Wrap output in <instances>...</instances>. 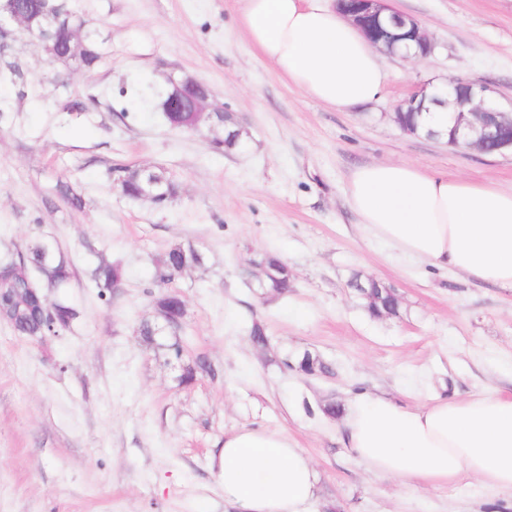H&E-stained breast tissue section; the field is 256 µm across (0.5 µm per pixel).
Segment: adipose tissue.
Instances as JSON below:
<instances>
[{"label":"adipose tissue","instance_id":"obj_1","mask_svg":"<svg viewBox=\"0 0 512 512\" xmlns=\"http://www.w3.org/2000/svg\"><path fill=\"white\" fill-rule=\"evenodd\" d=\"M249 41L298 89L339 109L376 99L385 74L352 23L322 0H243ZM367 232L403 254L512 288V190L401 162L356 167L347 185ZM344 442L369 471L434 483L472 476L512 492V395L488 391L407 408L350 398ZM224 498L238 512H305L317 474L288 436L244 429L224 439Z\"/></svg>","mask_w":512,"mask_h":512}]
</instances>
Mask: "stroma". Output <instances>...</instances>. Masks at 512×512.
Returning a JSON list of instances; mask_svg holds the SVG:
<instances>
[{
	"label": "stroma",
	"instance_id": "obj_1",
	"mask_svg": "<svg viewBox=\"0 0 512 512\" xmlns=\"http://www.w3.org/2000/svg\"><path fill=\"white\" fill-rule=\"evenodd\" d=\"M435 48L420 61L380 54L381 96L350 111L311 98L246 40L241 0H81L105 54L66 85L43 83L0 128V257L42 234L73 264L81 315L33 340L0 323V512H228L225 436L287 435L318 475L307 512H512V494L472 478L430 484L370 472L343 444L356 391L415 407L435 398L512 393V288L484 284L402 254L363 230L346 195L354 167L391 160L512 189V152L486 155L404 133L397 104L417 87L459 77L492 85L512 107V0H389ZM212 91L235 115L242 147L218 152L207 124L172 128L155 90L169 75ZM95 94L90 112L59 96ZM121 163L169 171L166 209L111 186ZM85 201L71 207L58 180ZM194 246L202 266L175 278L181 327L157 316L155 262ZM273 251L293 274L284 295L256 286L252 259ZM121 265L101 292L99 259ZM395 292L396 315L374 318L351 283ZM156 329L141 334L143 323ZM264 325L257 347L249 330ZM181 354H174L173 345ZM311 353L328 367L307 375ZM197 368L185 383L186 365Z\"/></svg>",
	"mask_w": 512,
	"mask_h": 512
}]
</instances>
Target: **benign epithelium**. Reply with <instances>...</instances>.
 I'll return each mask as SVG.
<instances>
[{
    "label": "benign epithelium",
    "instance_id": "7a95c632",
    "mask_svg": "<svg viewBox=\"0 0 512 512\" xmlns=\"http://www.w3.org/2000/svg\"><path fill=\"white\" fill-rule=\"evenodd\" d=\"M336 10L350 20L368 42L391 56L399 55L401 48L415 47L416 55L429 56L434 49L431 38L412 16L393 9L388 0H335ZM31 21L18 10L0 11V40L9 39L17 43L27 36ZM172 90L164 103L167 112H194L196 123L208 118L211 111L210 97L195 93V80L169 77ZM492 88L472 80H450L446 88L447 99L443 100L425 85L418 87L407 98L400 101L395 111L422 113L427 110L426 101L448 106V145L464 150L482 151L487 145L501 152L512 149V113L505 112L492 97ZM255 278L258 286L270 278L291 273L288 264L267 265L255 262Z\"/></svg>",
    "mask_w": 512,
    "mask_h": 512
}]
</instances>
